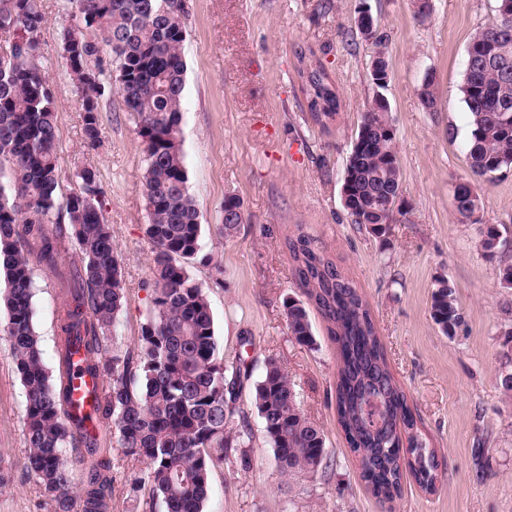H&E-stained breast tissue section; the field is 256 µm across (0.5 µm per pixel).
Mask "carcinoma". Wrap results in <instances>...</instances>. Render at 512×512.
Wrapping results in <instances>:
<instances>
[{"instance_id":"1","label":"carcinoma","mask_w":512,"mask_h":512,"mask_svg":"<svg viewBox=\"0 0 512 512\" xmlns=\"http://www.w3.org/2000/svg\"><path fill=\"white\" fill-rule=\"evenodd\" d=\"M81 26L62 33L63 58L82 101L86 142H100V102L112 91L135 119L144 146V191L152 244L148 315L137 358L108 355L125 303L121 259L104 222L97 173L82 169L79 191L60 200L54 95L41 67L45 16L38 0H0V279L6 336L26 393L28 467L52 512H107L112 483L95 427L113 423L123 453L145 465L139 481L166 512H203L211 467L224 450L243 448L236 384L241 366L218 356L210 303L191 275L201 253L200 210L188 187L181 137L187 39L186 0H72ZM463 101L469 117L465 153L470 174L455 187L461 222L480 225L481 247L493 258L502 234L482 224L473 180L492 182L512 168V35L490 23L472 39ZM369 79L378 90L390 76L381 48ZM308 110L332 118L340 100L326 68L301 74ZM390 110L372 100L362 114L347 158L343 207L351 222L379 228L400 197L401 174ZM78 248L81 273L59 314L57 374L45 366L33 323L34 269L58 270L65 241ZM292 273L307 301L284 303L288 329L301 345L316 343L312 304L327 322L339 354L338 423L358 457L361 478L381 502L393 501L409 475L432 490L436 456L413 434L407 397L389 369L366 302L308 235L287 241ZM430 316L446 336L462 321L454 286L436 280ZM84 351L78 373L101 380L103 399L80 417L65 411L71 358ZM253 405L284 475L318 471L325 454L322 430L299 409L288 373L270 358L255 386Z\"/></svg>"}]
</instances>
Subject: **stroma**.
Returning <instances> with one entry per match:
<instances>
[{
  "label": "stroma",
  "instance_id": "35a3bbf8",
  "mask_svg": "<svg viewBox=\"0 0 512 512\" xmlns=\"http://www.w3.org/2000/svg\"><path fill=\"white\" fill-rule=\"evenodd\" d=\"M369 4L391 71L390 105L401 171L402 215L381 234L352 223L341 197L344 168L374 89L372 46L357 26ZM46 24L43 69L57 115L62 194L78 190L77 173L96 171L103 215L122 259L125 304L110 353L133 354L150 306L152 246L143 190L144 152L121 97L104 96L101 143L88 147L83 112L61 48L76 25L67 0H39ZM496 0H431L426 19L412 0H188L182 132L189 187L201 213L205 262L192 274L209 300L220 357L243 361L237 405L250 439L215 465L203 512H512V289L500 264L512 248L485 256L479 226L460 223L453 186L467 176L469 118L463 102L467 50L495 16ZM313 52L340 94L333 121L311 116L297 49ZM435 78L436 105L420 96ZM482 222L512 235V170L478 185ZM235 196L243 221L224 233V200ZM314 238L366 300L390 370L434 449V491L413 478L393 502L375 498L360 477L336 415L337 347L317 311L315 346L298 344L284 312L302 298L286 241ZM80 260L66 243L60 275L36 271L34 323L47 367L56 364L58 317ZM454 283L462 323L444 335L430 316L439 278ZM276 359L298 404L325 434L317 472L282 476L253 407L256 383ZM25 392L12 350L0 335V512H51L27 466ZM105 457L113 476L110 512H165L149 486L132 491L142 463L126 457L109 429Z\"/></svg>",
  "mask_w": 512,
  "mask_h": 512
}]
</instances>
